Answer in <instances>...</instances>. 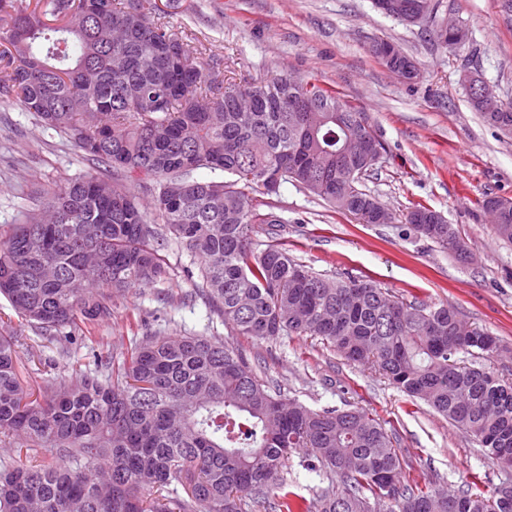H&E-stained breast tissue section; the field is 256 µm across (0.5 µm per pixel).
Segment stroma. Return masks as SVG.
Wrapping results in <instances>:
<instances>
[{
    "mask_svg": "<svg viewBox=\"0 0 512 512\" xmlns=\"http://www.w3.org/2000/svg\"><path fill=\"white\" fill-rule=\"evenodd\" d=\"M443 13L466 24L464 50L442 46L432 29L383 15L373 0H177L163 23L202 43L205 69L228 83L289 73L317 77L363 113L381 141V157L364 186L397 219L362 224L333 210L304 188L285 182L277 194L253 192L260 211L282 219L255 227V244L276 238L290 254L328 277L369 279L409 301L454 306L461 318L496 336V374L512 378V245L492 232L484 195L512 199V139L475 112L460 81L465 60L503 101L512 100V24L499 0H443ZM388 40L413 57L419 75L405 82L374 55ZM66 135L45 128L29 112L0 100V226L16 224L43 193L77 175H99ZM440 212L465 240L459 257L421 237L401 218L416 204ZM168 280L115 295L112 316L91 339L59 355L41 329L18 317L0 296V333L17 338L32 363L22 377L45 384L85 369L90 350L152 333L213 336L238 348L274 391L313 409L361 408L392 435L402 481L453 491L481 479L483 489L512 481V468L486 457L479 445L423 401L390 385L369 366L312 336L256 341L236 335L214 307L194 296L193 263L168 243ZM296 492L313 501L328 485L293 453L281 470Z\"/></svg>",
    "mask_w": 512,
    "mask_h": 512,
    "instance_id": "stroma-1",
    "label": "stroma"
}]
</instances>
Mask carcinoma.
<instances>
[{
    "mask_svg": "<svg viewBox=\"0 0 512 512\" xmlns=\"http://www.w3.org/2000/svg\"><path fill=\"white\" fill-rule=\"evenodd\" d=\"M0 0V98L66 134L102 178L47 193L0 230V295L68 352L75 331L111 315L112 296L162 283L170 240L198 258L197 292L224 324L256 340L310 334L426 402L500 463L512 460V381L486 361L488 332H456L446 304L406 302L370 280L329 279L289 253L259 249L250 191L291 180L362 224L383 204L362 188L382 147L336 91L282 74L224 85L202 49L159 21L157 0ZM373 52L410 82L415 61ZM471 107L512 134V102ZM233 176L201 180L199 169ZM159 189L144 207L126 183ZM512 243V200L484 196ZM423 237L465 245L436 211L404 216ZM94 373L25 384L19 345L0 334V436L26 460L0 469V512H512V484L490 495L402 483L393 438L364 411L313 410L272 393L238 349L211 336H135L93 354ZM105 374L106 379L99 378ZM331 481L316 502L279 479L290 455Z\"/></svg>",
    "mask_w": 512,
    "mask_h": 512,
    "instance_id": "obj_1",
    "label": "carcinoma"
}]
</instances>
